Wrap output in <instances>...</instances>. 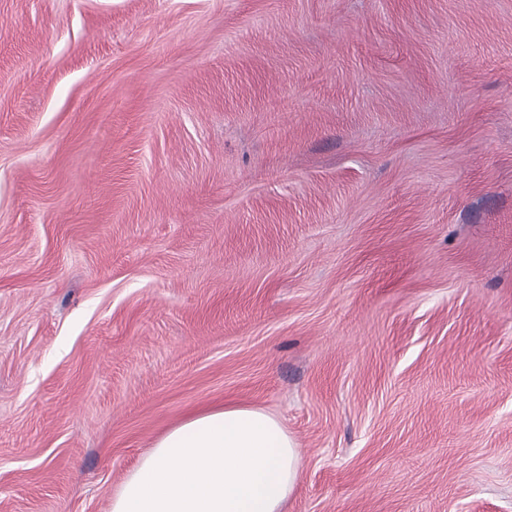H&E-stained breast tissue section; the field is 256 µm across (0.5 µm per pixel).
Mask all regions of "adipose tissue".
<instances>
[{
	"label": "adipose tissue",
	"mask_w": 512,
	"mask_h": 512,
	"mask_svg": "<svg viewBox=\"0 0 512 512\" xmlns=\"http://www.w3.org/2000/svg\"><path fill=\"white\" fill-rule=\"evenodd\" d=\"M301 450L275 416L225 405L160 435L125 476L111 512H281Z\"/></svg>",
	"instance_id": "ef3b65f1"
}]
</instances>
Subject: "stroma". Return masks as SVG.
Listing matches in <instances>:
<instances>
[{"label": "stroma", "instance_id": "obj_1", "mask_svg": "<svg viewBox=\"0 0 512 512\" xmlns=\"http://www.w3.org/2000/svg\"><path fill=\"white\" fill-rule=\"evenodd\" d=\"M227 403L283 512H512V0H0V512Z\"/></svg>", "mask_w": 512, "mask_h": 512}]
</instances>
